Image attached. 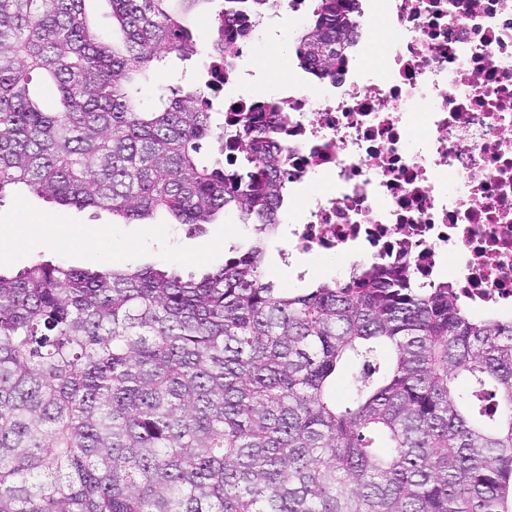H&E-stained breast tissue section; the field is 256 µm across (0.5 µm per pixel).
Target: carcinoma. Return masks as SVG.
Segmentation results:
<instances>
[{
    "mask_svg": "<svg viewBox=\"0 0 512 512\" xmlns=\"http://www.w3.org/2000/svg\"><path fill=\"white\" fill-rule=\"evenodd\" d=\"M85 2L0 0V198L199 230L233 213L255 240L198 279L171 261L0 271V512H512V320L401 269L276 287L277 121L242 116L226 170L199 157L215 135L200 89L137 102L169 57L198 53L184 16L217 0H108L110 44ZM239 2L209 13L220 56L245 34ZM360 15V0H315L300 68H343L336 40ZM346 362L361 369L340 403Z\"/></svg>",
    "mask_w": 512,
    "mask_h": 512,
    "instance_id": "1",
    "label": "carcinoma"
}]
</instances>
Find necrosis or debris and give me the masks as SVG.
<instances>
[{
    "mask_svg": "<svg viewBox=\"0 0 512 512\" xmlns=\"http://www.w3.org/2000/svg\"><path fill=\"white\" fill-rule=\"evenodd\" d=\"M330 86L281 77L290 251L366 257L512 317V0H373Z\"/></svg>",
    "mask_w": 512,
    "mask_h": 512,
    "instance_id": "obj_1",
    "label": "necrosis or debris"
}]
</instances>
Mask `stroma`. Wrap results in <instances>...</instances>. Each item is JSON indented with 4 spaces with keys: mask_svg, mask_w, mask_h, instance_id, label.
<instances>
[{
    "mask_svg": "<svg viewBox=\"0 0 512 512\" xmlns=\"http://www.w3.org/2000/svg\"><path fill=\"white\" fill-rule=\"evenodd\" d=\"M274 22L279 32L277 52H269L262 43H253L242 60L252 76L245 84L228 85L227 95L272 94L277 88L276 77L284 69L289 70L298 85H315V78L299 67L292 50L297 36L308 24L307 19L293 18L283 9ZM207 63V57L202 54L188 60L170 59L158 80L143 83L141 109L146 112L155 109L158 84L191 83L204 74ZM21 224L29 232L9 258L0 261L2 268L18 269L39 255L54 258L56 251L50 243L57 240L64 243V257L73 266L106 264L136 268L173 258L181 274L187 276L220 267L230 248L247 249L254 238L251 225L239 223L232 215L220 216L201 232L173 223L164 214L156 215L148 224L137 221L124 224L113 222L111 214L103 210L60 206L35 197L25 199L14 191L0 199V231H10ZM287 231V224H280L265 242L264 271L277 287L294 291L313 283L345 278V259L289 255ZM83 234L99 235L96 254H88L81 248L79 237Z\"/></svg>",
    "mask_w": 512,
    "mask_h": 512,
    "instance_id": "obj_1",
    "label": "stroma"
}]
</instances>
